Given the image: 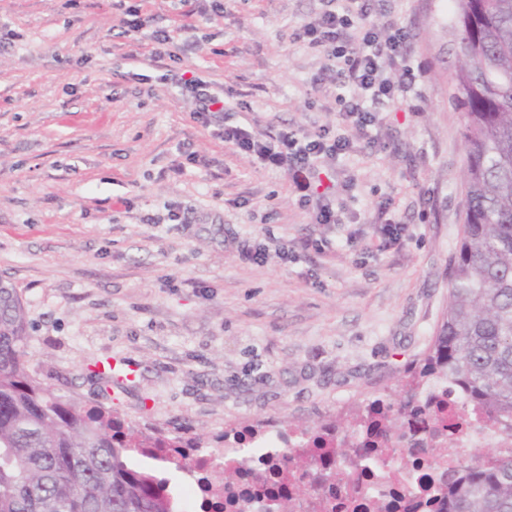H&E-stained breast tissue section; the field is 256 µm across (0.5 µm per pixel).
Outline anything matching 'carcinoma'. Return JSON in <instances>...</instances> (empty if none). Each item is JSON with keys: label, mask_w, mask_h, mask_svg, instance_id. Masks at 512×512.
<instances>
[{"label": "carcinoma", "mask_w": 512, "mask_h": 512, "mask_svg": "<svg viewBox=\"0 0 512 512\" xmlns=\"http://www.w3.org/2000/svg\"><path fill=\"white\" fill-rule=\"evenodd\" d=\"M457 65L450 97L464 114L465 211L448 261V311L414 380L446 379L471 403L512 418V0H453ZM25 307L0 289V512H176L168 481L131 467L164 448L112 412L64 400L28 367ZM422 392L389 405L383 434L400 437ZM448 512H512V454L472 461L448 479Z\"/></svg>", "instance_id": "1"}]
</instances>
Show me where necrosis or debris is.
Masks as SVG:
<instances>
[{"mask_svg":"<svg viewBox=\"0 0 512 512\" xmlns=\"http://www.w3.org/2000/svg\"><path fill=\"white\" fill-rule=\"evenodd\" d=\"M431 392L436 418H406L401 448L367 426L320 437L309 431L230 436L224 463L236 478L224 487L213 478L212 455L195 450L178 492L183 512H280L287 499L295 512H444L450 470L472 453L489 466L512 451V419L473 412L448 382ZM298 455L311 468H292Z\"/></svg>","mask_w":512,"mask_h":512,"instance_id":"4bbe7bcc","label":"necrosis or debris"}]
</instances>
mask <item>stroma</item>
Segmentation results:
<instances>
[{"mask_svg": "<svg viewBox=\"0 0 512 512\" xmlns=\"http://www.w3.org/2000/svg\"><path fill=\"white\" fill-rule=\"evenodd\" d=\"M129 4L0 0V276L24 301L31 369L55 395L208 449L232 427L398 402L448 308L464 217L451 0H372L381 38L407 35L388 77L406 64L416 81L366 129L343 121L336 96L354 89L299 37L322 0L220 14L144 0L175 60L151 56L152 27L126 34ZM188 70L223 93L225 123L348 136L319 162L336 223H317L294 163L256 167L193 119ZM105 358L136 369L106 394L87 369Z\"/></svg>", "mask_w": 512, "mask_h": 512, "instance_id": "35a3bbf8", "label": "stroma"}]
</instances>
